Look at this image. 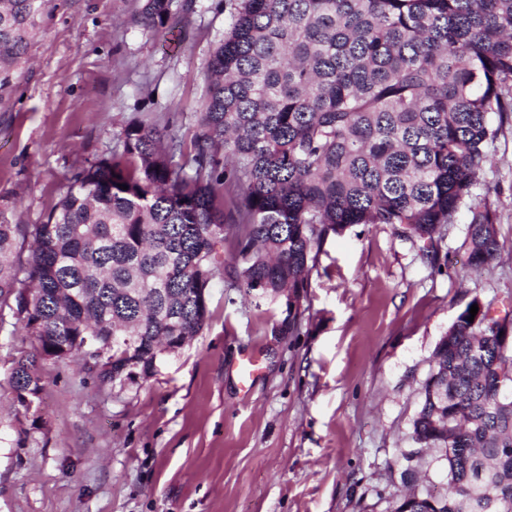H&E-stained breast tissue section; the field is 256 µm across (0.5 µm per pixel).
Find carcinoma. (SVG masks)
<instances>
[{"instance_id": "1", "label": "carcinoma", "mask_w": 512, "mask_h": 512, "mask_svg": "<svg viewBox=\"0 0 512 512\" xmlns=\"http://www.w3.org/2000/svg\"><path fill=\"white\" fill-rule=\"evenodd\" d=\"M51 2L0 0L1 104ZM173 3L145 0L134 21L164 26ZM205 84L191 151L167 126L132 122L44 221L0 215V318L23 324L40 357L108 365L114 385L152 376L164 344L180 350L208 324L226 243L227 287L290 310L330 232L386 224L435 251L494 119L512 112V0H231ZM470 212L478 270L497 232L488 204ZM472 303L474 321L465 308L437 344L401 453L404 480L432 468L448 491L400 495L391 512H512V305ZM79 336L122 341L91 364ZM11 385L39 394L36 360Z\"/></svg>"}]
</instances>
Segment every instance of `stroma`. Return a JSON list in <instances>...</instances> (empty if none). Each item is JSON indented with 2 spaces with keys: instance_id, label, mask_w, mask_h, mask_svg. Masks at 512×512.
Returning <instances> with one entry per match:
<instances>
[{
  "instance_id": "stroma-1",
  "label": "stroma",
  "mask_w": 512,
  "mask_h": 512,
  "mask_svg": "<svg viewBox=\"0 0 512 512\" xmlns=\"http://www.w3.org/2000/svg\"><path fill=\"white\" fill-rule=\"evenodd\" d=\"M142 3L55 0L0 104L10 223L42 222L128 123L191 142L228 12L194 0L177 43L134 22ZM488 153L472 200L491 207L499 247L482 270L466 266L468 207L432 258L358 224L325 238L298 310L216 278L203 332L121 387L0 325V512H389L437 343L473 299L512 301V115ZM249 355L260 372L245 383ZM32 357L42 391L28 409L10 378Z\"/></svg>"
}]
</instances>
